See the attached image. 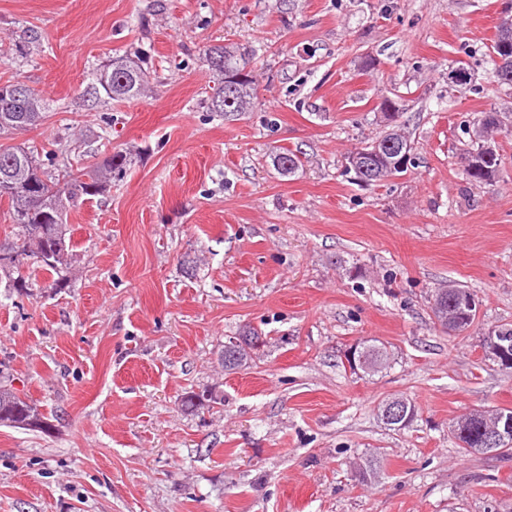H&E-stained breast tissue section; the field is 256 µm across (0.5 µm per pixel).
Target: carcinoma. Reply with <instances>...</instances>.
<instances>
[{
	"label": "carcinoma",
	"mask_w": 512,
	"mask_h": 512,
	"mask_svg": "<svg viewBox=\"0 0 512 512\" xmlns=\"http://www.w3.org/2000/svg\"><path fill=\"white\" fill-rule=\"evenodd\" d=\"M223 59V66L210 65V59ZM254 59V51L234 45L209 46L203 51V63L217 81L213 97L224 96V90L235 87L233 99L224 101L218 109L210 105L211 111L250 112L256 104L257 74L255 67H246V61ZM143 53L135 51L108 58L90 73L89 95L106 103L129 101L146 92V73L143 67ZM485 64L494 81L501 82L504 70L512 72V28L497 30L496 36L486 53ZM25 106L20 110L3 108L0 104V135L9 136L33 130L46 119V99L35 89L24 86ZM381 108L384 119L392 124L402 116L401 104L387 97ZM473 127L481 129L485 138L472 140V149L464 157L465 179L474 186L491 183L499 174L502 158L497 150L495 136L505 131L501 113L483 111L478 113ZM380 153L372 160L374 169L368 176L358 170L348 169L354 174L355 182L371 186L393 179L412 167V161L402 166L398 159L403 150H412L411 143L400 132H385L375 140ZM41 160L33 151L21 145L0 144V203L9 206V216L17 226L14 237L0 241V252L9 251L25 257V262L7 269L0 267V278L7 279L8 287L23 293L34 286L30 269H40L54 276L53 286H68V273L72 267V254L66 243V228L63 224L66 206L81 198L101 194L112 176L126 169L128 158L115 152L103 163L85 168L69 165L54 172L55 158L45 154ZM275 164L281 174H291L298 169L300 159L290 152L275 155ZM478 302L470 290L450 285L439 288L432 295L431 312L446 305L453 307L458 331L469 329L476 320V310L469 302ZM360 356L366 368L363 372H377L389 364L387 350L375 344L362 343ZM185 408L195 412L214 404H224V397L215 390L195 392L184 398ZM0 426L50 432L53 425L37 407L21 398L9 388L0 386ZM486 424L469 413L460 417L452 426L451 434L465 453L483 452V436Z\"/></svg>",
	"instance_id": "1"
}]
</instances>
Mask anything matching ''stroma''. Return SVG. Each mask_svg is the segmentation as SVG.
<instances>
[{
    "instance_id": "1",
    "label": "stroma",
    "mask_w": 512,
    "mask_h": 512,
    "mask_svg": "<svg viewBox=\"0 0 512 512\" xmlns=\"http://www.w3.org/2000/svg\"><path fill=\"white\" fill-rule=\"evenodd\" d=\"M502 0H0V82L43 92L47 118L0 138L123 176L66 209L68 287L0 283V385L54 429L0 427V512H512V456L465 454L458 417L512 409V372L483 334L512 322V134L491 186L462 174L474 113L512 124V89L484 74ZM254 48L260 103L210 111L205 47ZM144 54L145 95L88 102L108 57ZM466 63L475 88L449 84ZM405 106L407 174L345 170ZM302 165L281 175L277 152ZM477 293L444 333L436 289ZM247 367L218 362L248 330ZM384 345L373 376L345 370ZM224 402L192 415L190 391ZM413 401L394 430L380 404ZM376 469L364 479L367 460ZM368 341L360 346V356L364 358L366 368L363 372H378L389 364L390 356L387 350L375 344H367Z\"/></svg>"
}]
</instances>
